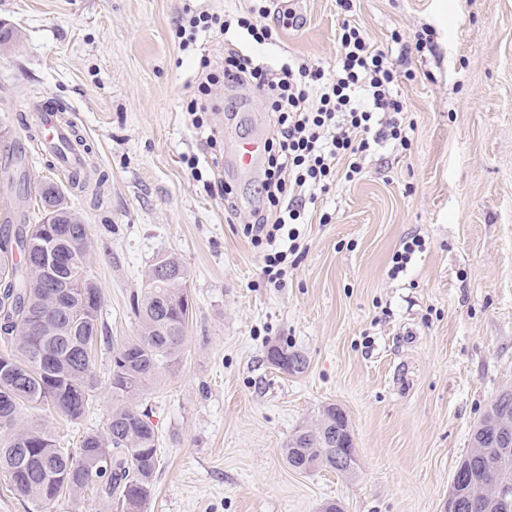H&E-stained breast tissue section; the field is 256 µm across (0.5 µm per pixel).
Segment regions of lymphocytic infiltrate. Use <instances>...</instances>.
Returning <instances> with one entry per match:
<instances>
[{
  "label": "lymphocytic infiltrate",
  "instance_id": "1",
  "mask_svg": "<svg viewBox=\"0 0 512 512\" xmlns=\"http://www.w3.org/2000/svg\"><path fill=\"white\" fill-rule=\"evenodd\" d=\"M216 23L257 45L272 42L278 29L245 16L220 22L202 12L191 19L190 31L205 32ZM337 42L336 67L329 73L293 60L272 69L236 47L225 53L222 71L203 74L197 85L203 96L223 81L249 87L271 116L263 206L241 232L261 247L264 272L275 283L288 257L301 254L299 227L310 223L309 207L318 196L329 192L337 177L354 180L361 158L373 147L391 142L405 149L410 143L402 126L407 104L398 93L397 65L350 21L339 27Z\"/></svg>",
  "mask_w": 512,
  "mask_h": 512
}]
</instances>
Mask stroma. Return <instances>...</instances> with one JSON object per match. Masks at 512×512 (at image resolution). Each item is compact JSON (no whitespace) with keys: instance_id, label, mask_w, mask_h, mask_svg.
<instances>
[{"instance_id":"obj_1","label":"stroma","mask_w":512,"mask_h":512,"mask_svg":"<svg viewBox=\"0 0 512 512\" xmlns=\"http://www.w3.org/2000/svg\"><path fill=\"white\" fill-rule=\"evenodd\" d=\"M255 0H0V23L19 31L0 53V139L26 153L30 185L54 180L89 225V273L101 294L107 345L82 418L26 411L62 447L104 431L112 408L111 347L136 335L131 311L164 253L188 268L192 313L179 363L137 399L159 438L161 466L147 512H446L473 428L512 391V0H297L300 24L252 46L269 65L292 57L336 65V33L350 20L410 76L408 149L367 154L304 225L305 252L270 284L240 230L261 203L263 166L241 171L238 139L270 137L263 101L214 87L209 119L224 135L228 209L206 165L204 137L183 104L202 57L224 38L181 44L175 21L207 12L249 15ZM432 49L418 50L424 29ZM69 103L72 128L101 198L70 187L51 157L29 148L21 118L37 99ZM42 209L0 172V231ZM328 223H319V215ZM423 243L406 267L393 257ZM303 355V372L268 359ZM341 410L355 448L352 471L289 468L283 450L324 407Z\"/></svg>"}]
</instances>
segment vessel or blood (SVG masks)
<instances>
[{"mask_svg": "<svg viewBox=\"0 0 512 512\" xmlns=\"http://www.w3.org/2000/svg\"><path fill=\"white\" fill-rule=\"evenodd\" d=\"M66 110V104L50 98L29 113L28 119L41 139L48 143L59 168L76 170L82 165V155L80 150L67 147L72 138V129L65 117Z\"/></svg>", "mask_w": 512, "mask_h": 512, "instance_id": "obj_1", "label": "vessel or blood"}]
</instances>
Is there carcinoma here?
<instances>
[{
    "label": "carcinoma",
    "mask_w": 512,
    "mask_h": 512,
    "mask_svg": "<svg viewBox=\"0 0 512 512\" xmlns=\"http://www.w3.org/2000/svg\"><path fill=\"white\" fill-rule=\"evenodd\" d=\"M44 217L36 225L19 224L0 235V298L15 296L30 306L25 327L9 341L0 337V474L11 488L30 502L35 512H52L59 499L79 504L85 491L115 508V512H147L160 466L158 435L146 414L132 405L161 370L176 364L192 312L188 292L190 274L173 255L160 260L178 276L162 281L151 267L145 288L133 295L131 308L138 321L137 335L112 347L109 385L114 404L106 430L83 437L79 448L56 445L50 428L29 423L25 406H51L62 415L80 419L90 407L98 379L92 371L99 340L101 295L88 274L94 249L89 225L68 205L65 191L54 181L34 187ZM64 242L55 248L70 281V295L59 302L46 298L40 278L43 243ZM484 415L471 435V451L457 466L453 490L465 498L468 484L481 475L489 447ZM345 424L336 407L324 408L319 422L301 429L284 449L288 466L299 472L322 467L341 473L355 463L348 447L346 462L336 466V449L329 435Z\"/></svg>",
    "instance_id": "cac0c4a2"
}]
</instances>
